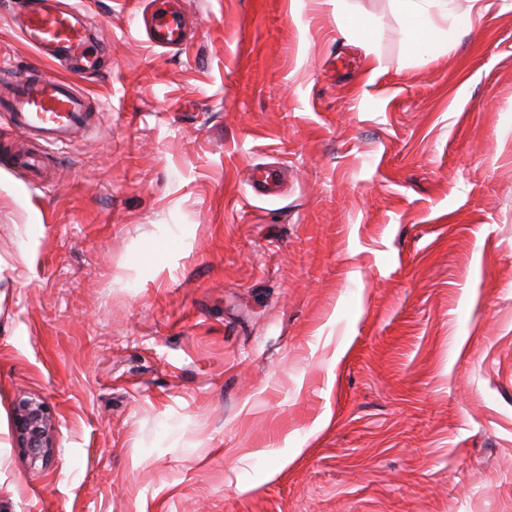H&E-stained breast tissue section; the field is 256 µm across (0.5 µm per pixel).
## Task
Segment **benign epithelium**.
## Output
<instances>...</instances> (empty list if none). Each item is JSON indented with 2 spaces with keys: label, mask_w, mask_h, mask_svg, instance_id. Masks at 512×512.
<instances>
[{
  "label": "benign epithelium",
  "mask_w": 512,
  "mask_h": 512,
  "mask_svg": "<svg viewBox=\"0 0 512 512\" xmlns=\"http://www.w3.org/2000/svg\"><path fill=\"white\" fill-rule=\"evenodd\" d=\"M13 432L30 464L46 468L55 458V421L48 404L38 397L18 399L13 407Z\"/></svg>",
  "instance_id": "1"
}]
</instances>
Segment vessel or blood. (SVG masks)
Instances as JSON below:
<instances>
[{
	"mask_svg": "<svg viewBox=\"0 0 512 512\" xmlns=\"http://www.w3.org/2000/svg\"><path fill=\"white\" fill-rule=\"evenodd\" d=\"M20 35L32 48L70 64L79 75L97 72V51L77 7L62 8L57 0H27ZM186 35L184 11L157 13L150 30L153 46L174 48ZM98 104L73 83L36 66L12 76L11 87L0 94V112L14 124L49 144L72 142L76 133L93 125Z\"/></svg>",
	"mask_w": 512,
	"mask_h": 512,
	"instance_id": "b4317fda",
	"label": "vessel or blood"
}]
</instances>
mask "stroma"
Wrapping results in <instances>:
<instances>
[{"mask_svg":"<svg viewBox=\"0 0 512 512\" xmlns=\"http://www.w3.org/2000/svg\"><path fill=\"white\" fill-rule=\"evenodd\" d=\"M65 2L110 52L77 142L0 112V512H512V0H432L428 61L393 0H350L366 47L329 0H183L179 50ZM55 421L48 404L38 397L18 399L13 407V432L33 467H49L55 458Z\"/></svg>","mask_w":512,"mask_h":512,"instance_id":"obj_1","label":"stroma"}]
</instances>
